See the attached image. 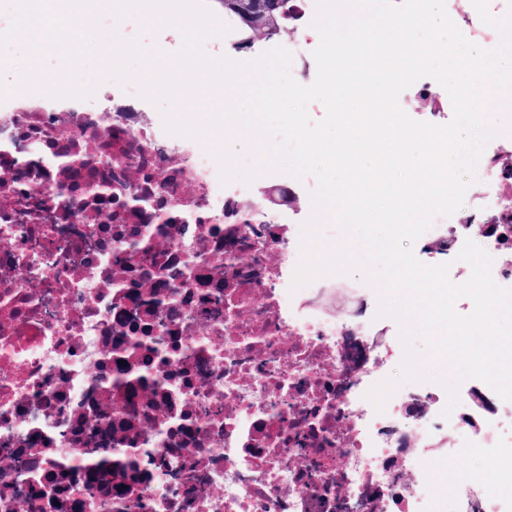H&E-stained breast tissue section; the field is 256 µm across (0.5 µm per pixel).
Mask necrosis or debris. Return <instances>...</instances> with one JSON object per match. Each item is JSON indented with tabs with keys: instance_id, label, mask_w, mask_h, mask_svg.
Returning <instances> with one entry per match:
<instances>
[{
	"instance_id": "4bbe7bcc",
	"label": "necrosis or debris",
	"mask_w": 512,
	"mask_h": 512,
	"mask_svg": "<svg viewBox=\"0 0 512 512\" xmlns=\"http://www.w3.org/2000/svg\"><path fill=\"white\" fill-rule=\"evenodd\" d=\"M136 100L113 87L104 130L92 107L55 112L32 95L0 105V512H346L361 495L375 512H464L470 499L500 512L477 481L451 490L404 472L451 454L511 455L512 431L497 422L512 401L469 379L445 419L431 387L407 384L376 412L365 394L386 362L361 352L364 325L320 309L322 281L291 291L293 265L266 260L270 247L299 246L300 222L272 217L241 240L252 186L222 185L190 139L136 126ZM58 130L80 174L49 159L45 134ZM101 142L123 157L150 143L139 161L149 174L179 153L166 204L125 216L128 192ZM116 210L122 222L109 220ZM160 232L165 255L118 272V247ZM242 252L248 264L212 275ZM416 398L436 410L417 418L415 448L402 419Z\"/></svg>"
}]
</instances>
